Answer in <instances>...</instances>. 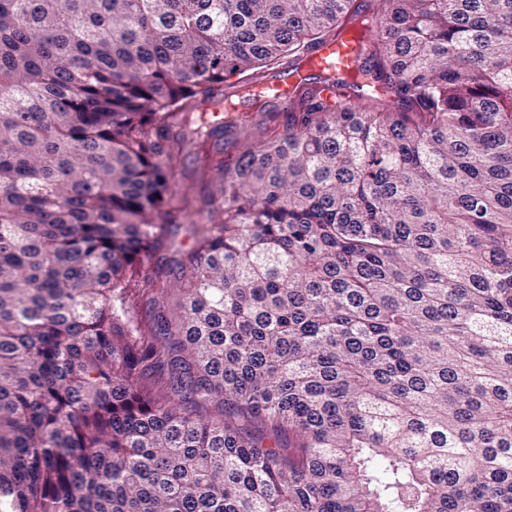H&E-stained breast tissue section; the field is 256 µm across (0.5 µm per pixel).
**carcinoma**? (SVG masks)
I'll use <instances>...</instances> for the list:
<instances>
[{"mask_svg": "<svg viewBox=\"0 0 512 512\" xmlns=\"http://www.w3.org/2000/svg\"><path fill=\"white\" fill-rule=\"evenodd\" d=\"M371 2L0 0V512H512V0ZM352 53L349 43L348 46L331 43L315 48L312 57L315 63L333 66L343 72L346 66L351 64ZM195 147L187 142L175 143L173 152L178 156L177 182L180 188L189 187L191 204L194 207L200 206L201 185L196 181L194 173L197 166Z\"/></svg>", "mask_w": 512, "mask_h": 512, "instance_id": "cac0c4a2", "label": "carcinoma"}]
</instances>
